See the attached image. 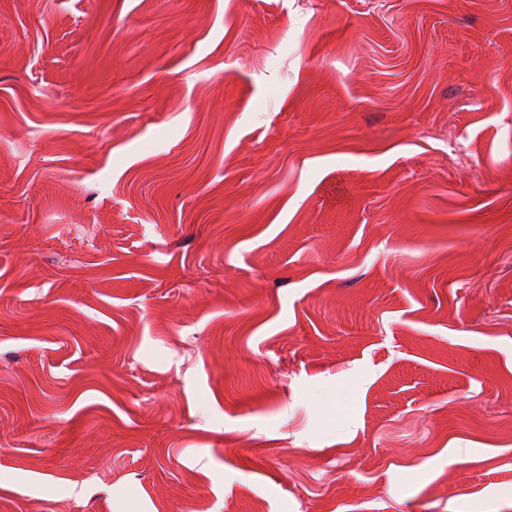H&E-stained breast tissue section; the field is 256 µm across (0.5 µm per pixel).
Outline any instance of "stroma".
Here are the masks:
<instances>
[{
	"label": "stroma",
	"instance_id": "1",
	"mask_svg": "<svg viewBox=\"0 0 512 512\" xmlns=\"http://www.w3.org/2000/svg\"><path fill=\"white\" fill-rule=\"evenodd\" d=\"M512 512V0H0V512Z\"/></svg>",
	"mask_w": 512,
	"mask_h": 512
}]
</instances>
